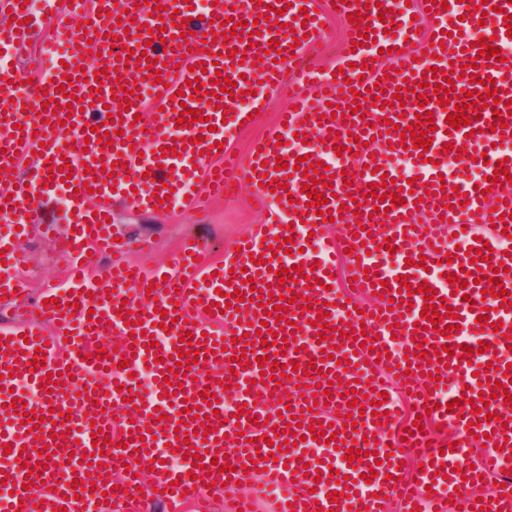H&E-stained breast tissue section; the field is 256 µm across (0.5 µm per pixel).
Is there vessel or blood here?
Listing matches in <instances>:
<instances>
[{
  "mask_svg": "<svg viewBox=\"0 0 512 512\" xmlns=\"http://www.w3.org/2000/svg\"><path fill=\"white\" fill-rule=\"evenodd\" d=\"M276 0H218L205 15L190 9L186 0H157L156 4H136L135 0H47V17L31 16L23 0H0V217L7 226L0 232V256L7 264L24 262L21 248L44 198L58 187L77 193L69 218L67 251L60 261L67 276L48 286L40 305V318L15 314L26 303L29 289L25 280L0 278V308L8 317L0 321V512H80L102 501L113 512H127L130 505L177 503L189 499L208 512L214 485L239 482L251 469L252 454L265 457L263 487L275 490L278 512H388L397 502L400 512H471L482 503L484 512H512V479L496 494L476 499L471 484L484 485L512 468V179L495 180L498 160H505L512 172V115H504L503 127H496L491 110L469 125L449 126L446 118L456 105L467 104V92L480 91L481 81L495 80L499 104L512 100V71L500 66L498 56H480L475 43L480 37H494L496 45L508 38L506 16L512 15V0H488L495 12L486 19L475 16L481 0H446L426 4L425 0H290L285 14L262 13ZM179 9L187 19L189 52L164 50L162 40L179 35L170 16L155 17L154 6ZM356 9L367 39H359L353 24L347 23L349 9ZM344 19L345 43L355 44L344 52L341 73L319 70L310 53L323 46L324 23L329 16ZM415 17L413 27L399 30L402 16ZM247 22L246 36L232 33L236 21ZM53 29L54 37L42 47L38 66L40 84L22 83L17 63L23 57L36 28ZM114 32L113 45L104 35ZM226 44L216 43V36ZM426 56H419L418 45ZM391 51L394 79H385L384 67L362 72L379 49ZM96 58H88V51ZM146 54L137 62V54ZM244 56L233 64V55ZM128 60L123 74H116L118 60ZM157 60L159 70L149 69L148 60ZM452 68L461 95L457 104L439 103L432 88L423 95L429 101L437 129L427 154L402 144L401 128L414 124L420 108L415 89L429 68ZM106 71L95 80L96 71ZM76 82H69L70 73ZM236 82L237 94L210 92L216 76ZM196 87H187L189 79ZM409 89L401 93L403 103L391 108L387 102L397 94L400 81ZM64 85L52 103H45L44 86ZM293 92L292 107L278 113L269 131L252 143L246 156H238L227 144L230 128L239 127L249 115L262 109L272 92ZM363 92L373 86L384 91L374 101L343 97L344 85ZM136 94L129 109L112 105L113 87ZM247 99H240V92ZM183 100H176V93ZM160 105L159 114L145 112V100ZM364 115L353 114V107ZM198 110L200 121L177 128L183 108ZM34 123L24 126L23 139H16L14 126L25 113ZM69 118L72 135L62 142L59 119ZM396 130H389V123ZM104 125L114 132L113 145L100 147L94 128ZM308 137L306 162H297L289 147L295 134ZM187 138L181 155L169 154L174 139ZM467 147L485 154L480 166L481 181H461L458 191L446 195L426 193L425 187L438 183L448 172L449 158L444 145ZM351 148L353 154L343 165H335V146ZM147 163H140V155ZM411 161L419 181L415 191H407L392 157ZM286 169H277V161ZM328 164L333 176L325 189L329 209H344L346 225L331 236V224L317 216L302 189L303 175L313 161ZM68 163L73 176L68 180L50 178L51 167ZM381 166V174H371L368 163ZM351 181H344V174ZM192 175L197 189H184L185 175ZM393 182L381 185L382 175ZM249 182L256 201L266 213L265 223L241 241L240 251L226 252L219 263L208 260V241L182 240L169 264L130 260L126 242L117 241L109 224L99 216H111L116 206L161 211L177 210L186 215L204 214L211 202L230 189L232 183ZM401 203H394L393 194ZM416 201H409V194ZM368 195L369 204L353 209L354 200ZM499 218H492V211ZM450 220L453 242L440 239V229L428 225V218ZM487 233H477L481 224ZM292 238L295 250L274 259L263 247V239ZM321 242L319 251H306L309 239ZM489 243L487 261L474 260V249ZM458 250L452 263L440 260L450 245ZM109 254L101 280H93L89 269L93 258L88 249ZM393 251L394 265L382 257ZM347 255L351 279L347 289L335 287L336 253ZM430 268H423V261ZM299 268L302 275H315L309 287L295 282L280 283L282 268ZM498 276L504 295L483 292L482 279ZM409 283L415 293L398 301L401 283ZM429 285L445 307L440 315L448 329L437 333L435 325L418 329L425 301L419 285ZM267 288L274 295L291 297L282 322H265L273 304L257 306L252 288ZM367 294L362 307L348 302V293ZM247 310H240L241 299ZM229 309L219 310V301ZM327 318H319L321 310ZM174 312V319L162 318V311ZM488 315L490 324L481 327L478 316ZM322 319L328 329L326 341H318L311 327ZM232 326L237 336L261 332H291L296 348L245 344V356L233 359L225 351L217 322ZM352 329H365L363 340L342 338L340 322ZM112 333L116 352L97 359L100 338ZM192 333L191 342L171 346L159 343L162 333ZM489 343L484 353L468 355V348ZM66 355H58V344ZM198 350V362L191 367L175 366L173 351ZM433 356L432 361L416 357V349ZM329 360H322V353ZM43 354L45 362L35 361ZM269 356L282 365L299 363L290 380L276 382L260 373L258 357ZM128 368H121V361ZM350 368H343V361ZM159 362L161 370L176 368L180 387L169 392L164 381H156L154 395L126 415L113 418L111 411L123 407L122 388L137 387L134 374L142 363ZM320 362L321 373L304 374L308 362ZM401 374H394V367ZM438 379H429L431 369ZM58 374L63 390L42 395L37 405L14 412L12 404L18 379L32 385H46L49 374ZM332 386L322 391V379ZM355 382L354 395L343 394L341 382ZM408 390L411 414H404L391 391L394 385ZM232 388L235 404L210 407L208 394L223 395ZM316 406H309L308 396ZM489 398L487 412L473 413L453 407L456 399ZM359 410L356 425H347L351 410ZM163 413L154 424L152 413ZM38 421L30 428L25 416ZM320 421L322 435L309 439L312 421ZM420 429H413V422ZM195 432L190 441L178 439L180 423ZM453 424L459 442L443 450L430 442L427 424ZM206 435H197L200 426ZM108 434L110 443L95 454L92 435ZM336 435L345 448H366L362 460L344 461L341 452L327 444L326 435ZM305 437L304 447L290 445L291 436ZM487 436L486 451L473 457L467 446L475 436ZM284 439V446L273 443ZM47 443V459L37 449ZM170 444L175 464H162L158 444ZM420 449V471H400V447ZM194 451L197 461L185 460ZM233 466L232 474L221 466ZM100 473L96 486L83 477L88 467ZM344 479L337 485L327 482L331 470ZM340 491L338 502L329 495Z\"/></svg>",
  "mask_w": 512,
  "mask_h": 512,
  "instance_id": "b4317fda",
  "label": "vessel or blood"
}]
</instances>
